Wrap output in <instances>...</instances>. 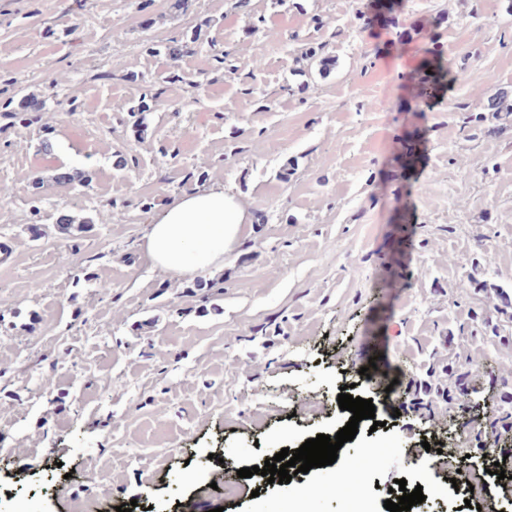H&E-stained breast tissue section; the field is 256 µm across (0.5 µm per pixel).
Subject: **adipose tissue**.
<instances>
[{"label": "adipose tissue", "instance_id": "adipose-tissue-1", "mask_svg": "<svg viewBox=\"0 0 512 512\" xmlns=\"http://www.w3.org/2000/svg\"><path fill=\"white\" fill-rule=\"evenodd\" d=\"M247 222L237 197L222 187L192 190L150 225L145 253L154 267L192 278L223 266L237 249Z\"/></svg>", "mask_w": 512, "mask_h": 512}]
</instances>
